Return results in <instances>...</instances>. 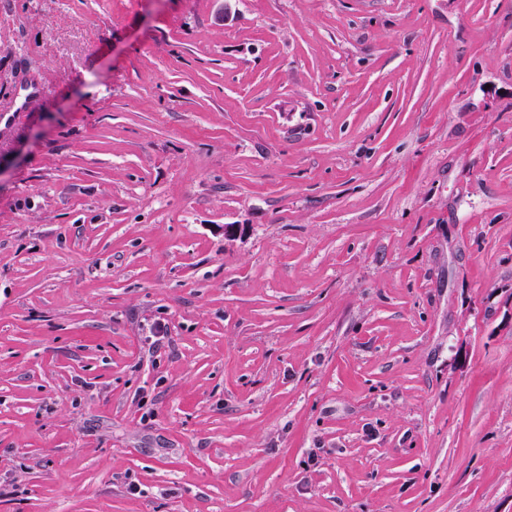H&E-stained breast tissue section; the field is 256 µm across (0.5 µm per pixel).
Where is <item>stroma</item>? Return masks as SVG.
<instances>
[{"instance_id": "obj_1", "label": "stroma", "mask_w": 512, "mask_h": 512, "mask_svg": "<svg viewBox=\"0 0 512 512\" xmlns=\"http://www.w3.org/2000/svg\"><path fill=\"white\" fill-rule=\"evenodd\" d=\"M0 512H512V0H0Z\"/></svg>"}]
</instances>
